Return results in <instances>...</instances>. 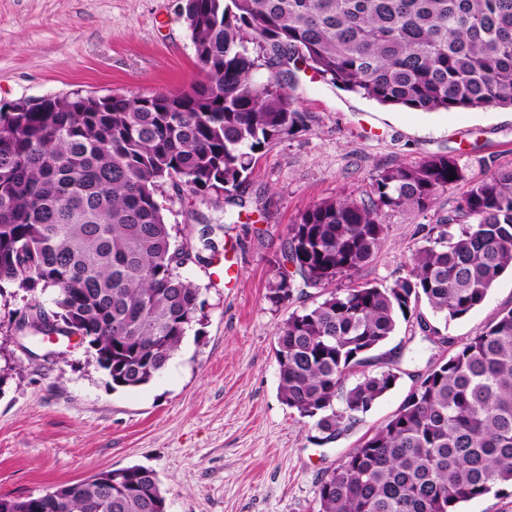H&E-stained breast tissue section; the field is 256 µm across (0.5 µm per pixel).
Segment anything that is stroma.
I'll return each instance as SVG.
<instances>
[{
  "mask_svg": "<svg viewBox=\"0 0 512 512\" xmlns=\"http://www.w3.org/2000/svg\"><path fill=\"white\" fill-rule=\"evenodd\" d=\"M183 0H0V102L66 95L105 96L182 89L201 76ZM304 126L257 153L232 197L189 214L166 192L168 224L197 239L210 224L216 252L183 267L200 289L199 320L165 369L148 384L112 387L85 346L17 344L7 327L30 300L51 293L0 294V496L25 497L92 474L140 464L155 469L168 512H315L325 471L384 424L419 374L448 359L512 308V275L485 304L451 321L448 344L410 340L398 327L386 350L403 374L334 442L310 439L304 419L278 395L276 332L315 290L276 305L268 284L282 260L288 226L321 199L362 195L382 169L451 150L469 176L482 158L512 167V109L423 113L382 106L298 74ZM452 185L428 211H389L387 234L361 280L387 286L431 226L468 190Z\"/></svg>",
  "mask_w": 512,
  "mask_h": 512,
  "instance_id": "35a3bbf8",
  "label": "stroma"
}]
</instances>
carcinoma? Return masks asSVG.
Instances as JSON below:
<instances>
[{
    "label": "carcinoma",
    "mask_w": 512,
    "mask_h": 512,
    "mask_svg": "<svg viewBox=\"0 0 512 512\" xmlns=\"http://www.w3.org/2000/svg\"><path fill=\"white\" fill-rule=\"evenodd\" d=\"M201 71L192 93L80 92L0 112V286L55 291L58 332L86 337L112 386L148 384L198 321L200 288L180 268L157 198L202 205L239 188L253 155L304 126L295 72L381 105L421 112L512 108V0H184ZM290 65L253 79L263 65ZM484 176L427 228L405 275L359 281L387 233L382 214L422 213L469 180L438 153L380 171L362 197H331L289 225L268 299L322 300L278 328L279 395L312 421L313 440L348 431L403 373L401 355L367 354L406 323L408 341L449 343L448 322L481 307L512 270V167ZM358 375L353 384L349 377ZM512 489V309L418 375L397 412L321 480L316 512H457ZM0 512H167L152 468L132 465L0 497Z\"/></svg>",
    "instance_id": "1"
}]
</instances>
